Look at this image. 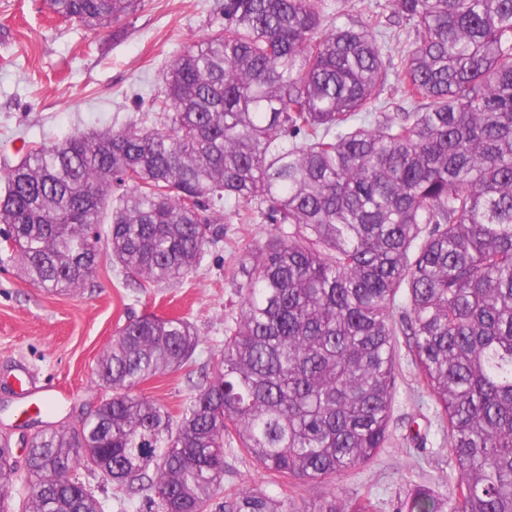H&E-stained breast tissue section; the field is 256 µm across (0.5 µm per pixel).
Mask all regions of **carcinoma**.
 I'll list each match as a JSON object with an SVG mask.
<instances>
[{
	"mask_svg": "<svg viewBox=\"0 0 512 512\" xmlns=\"http://www.w3.org/2000/svg\"><path fill=\"white\" fill-rule=\"evenodd\" d=\"M143 2L44 5L98 31ZM392 7L328 23L325 0H222L224 25L166 67L163 128L78 129L0 171V241L54 292L85 287L103 248L145 283L197 273L217 206L273 225L190 403L175 416L132 389L186 366L195 327L128 320L97 363L108 396L29 439L28 512H103L81 464L147 479L156 512H207L226 437L273 483L364 465L387 440L399 335L459 475L452 499L423 490L408 512H512V0ZM371 507L333 490L317 512ZM220 509L293 512L249 489Z\"/></svg>",
	"mask_w": 512,
	"mask_h": 512,
	"instance_id": "obj_1",
	"label": "carcinoma"
}]
</instances>
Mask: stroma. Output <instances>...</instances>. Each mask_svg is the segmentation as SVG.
<instances>
[{"instance_id":"1","label":"stroma","mask_w":512,"mask_h":512,"mask_svg":"<svg viewBox=\"0 0 512 512\" xmlns=\"http://www.w3.org/2000/svg\"><path fill=\"white\" fill-rule=\"evenodd\" d=\"M224 21L216 0H145L134 16L90 31L52 17L42 0H0V169L18 164L28 148L74 129H115L143 121L168 62ZM223 236L206 252L198 273L169 285L138 287L102 256L85 288L54 293L27 282L0 250V437L8 438L21 472L10 490L9 512H23L29 484L21 436L45 428L74 430L106 392L97 361L115 332L145 312L186 317L199 344L189 367L137 387V394L179 413L194 395V379L212 374L224 348V325L236 315L235 272L270 225L239 223L230 211L214 224ZM396 391L386 448L369 463L332 482L271 484L237 444L224 445V487L261 489L314 512L331 491L350 501L370 498L374 512H407L415 493L451 495L456 474L434 418L417 395L416 371L399 350ZM65 394L50 414L21 427L11 384L18 367Z\"/></svg>"}]
</instances>
